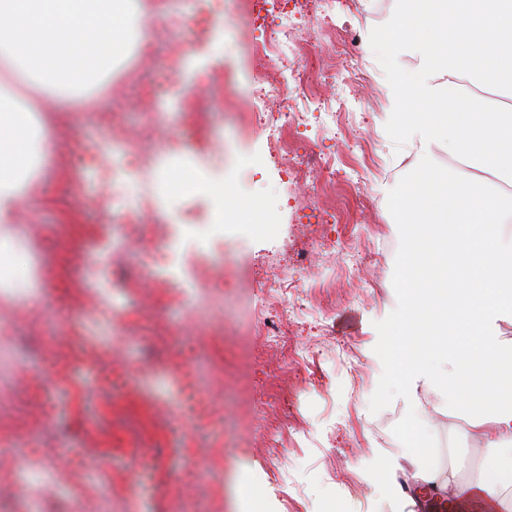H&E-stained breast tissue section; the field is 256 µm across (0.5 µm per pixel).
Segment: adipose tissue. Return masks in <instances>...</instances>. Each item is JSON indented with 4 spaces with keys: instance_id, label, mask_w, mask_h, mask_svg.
I'll list each match as a JSON object with an SVG mask.
<instances>
[{
    "instance_id": "obj_1",
    "label": "adipose tissue",
    "mask_w": 512,
    "mask_h": 512,
    "mask_svg": "<svg viewBox=\"0 0 512 512\" xmlns=\"http://www.w3.org/2000/svg\"><path fill=\"white\" fill-rule=\"evenodd\" d=\"M390 33L418 62L386 72L390 128L410 147L430 188L393 191L395 223L420 224L412 239L430 290L404 288L387 333L399 360L396 384L414 409L426 391L471 418L487 437L469 478L422 468L421 492H444L456 512H512V0H401ZM36 108L0 88V223H11L33 178L56 150ZM446 144L457 166L438 169Z\"/></svg>"
}]
</instances>
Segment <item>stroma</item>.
<instances>
[{"instance_id":"35a3bbf8","label":"stroma","mask_w":512,"mask_h":512,"mask_svg":"<svg viewBox=\"0 0 512 512\" xmlns=\"http://www.w3.org/2000/svg\"><path fill=\"white\" fill-rule=\"evenodd\" d=\"M223 21L234 32L219 48L212 34ZM138 24L148 31V44L130 46L112 72L111 95L93 90L78 109L57 111L56 101L23 74L0 69V81L22 101L38 100L43 118L57 125L59 144L58 157L39 173L40 191L14 223L0 224V236L14 239L23 261L38 258L44 270L28 305L0 294V318L10 327L13 349L0 358V424L15 417L25 423L23 431L0 437V512H27L36 488L21 476L47 461L53 479L43 512H63L73 503L97 512L107 492L112 512H238L243 466L254 462L272 512H322L342 495L352 499L355 512H419L415 466L402 460L389 470L391 481L380 480L383 459L401 452L398 433H391L386 449L371 429L387 409L405 407L392 384L393 361L379 353L385 342L380 330L399 311V271L408 262L406 231L395 224L383 189L416 176L408 148L388 131L385 57L366 53L369 79L345 89L331 78H311L317 97L345 105L325 139L306 134L310 144L335 155L336 174L289 186L258 151L266 132L257 115L270 103L256 89L283 69L253 54L266 22L242 16L236 0H151L140 6ZM183 96L201 112L198 126H190L179 108ZM82 110L93 113L91 124L79 125ZM362 144L377 162L365 181L375 203L334 217L328 203L347 192L346 176ZM141 149L148 150L150 165L131 166L129 182L92 163L106 154L124 163ZM180 159L196 161L210 183L229 185L232 200L260 201L267 222L288 226L293 244L319 239L298 279L310 295L328 287L334 302L308 316L293 342L316 352L326 387H307L290 403L271 404L267 389L284 378L280 355L269 350L251 364L248 381L238 376L236 334L255 325L254 296L288 264L286 254L269 253L264 224L255 218L242 217L240 236L224 240L223 309L196 314L181 288L158 285L154 262L168 225H185L183 255L193 261L195 238L210 222L208 194L157 203L155 166ZM75 181L77 194L70 190ZM109 193L115 196L111 209L97 207V197ZM313 196L320 208H310ZM103 224L116 240L109 254L97 240ZM356 224L370 240L391 238L396 247L383 263L363 264L352 275L338 244ZM77 250L93 258L112 292L100 309L112 337L88 340L78 360L68 343L88 333L91 274L72 262ZM258 253L267 254L266 263L242 284L244 257ZM218 364L223 375L202 382V368ZM421 404L419 432L449 431L458 444L455 468L471 476L485 459V440L463 414L431 394H422ZM287 413L303 429L287 445L271 447L265 425Z\"/></svg>"}]
</instances>
